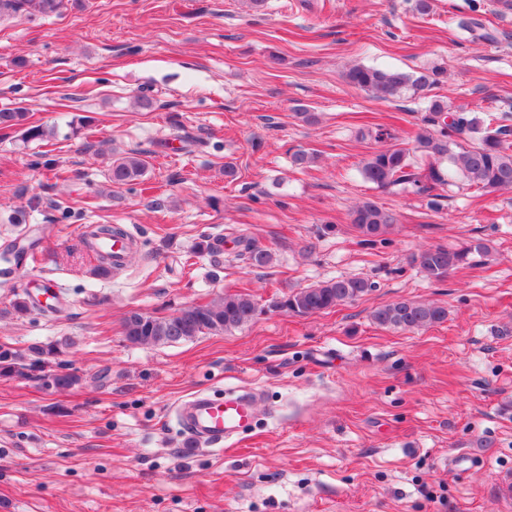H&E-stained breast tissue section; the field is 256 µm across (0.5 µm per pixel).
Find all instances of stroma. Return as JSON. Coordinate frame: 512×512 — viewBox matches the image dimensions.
Instances as JSON below:
<instances>
[{
  "mask_svg": "<svg viewBox=\"0 0 512 512\" xmlns=\"http://www.w3.org/2000/svg\"><path fill=\"white\" fill-rule=\"evenodd\" d=\"M431 5L422 16L410 0H67L58 15L0 20V108L62 130L92 120L69 140L0 137V249L37 240L25 281L66 290L57 312L20 318L13 283H0V345L69 337L60 359L80 378L59 393L0 378V512H512L495 491L512 472V192L447 187L435 212L358 171L381 147L377 128L413 146L429 98L512 118V8ZM473 13L488 38L458 26ZM352 64L446 74L381 102L346 83ZM143 90L156 110L136 107ZM107 149L145 156V175L111 186ZM299 149L311 167L292 166ZM34 195L42 205L27 210ZM367 200L398 219L372 245L351 223ZM91 224L137 243L112 278L91 273ZM205 236L223 239L220 262L195 254ZM244 238L271 265L251 267ZM477 241L488 254L443 282L413 261ZM351 276L372 284L353 303L306 317L273 306ZM237 291L262 309L250 325L173 346L121 333L127 311L167 316ZM400 300L448 318L415 331L372 322ZM250 387L260 419L223 450L191 443L173 415L190 394Z\"/></svg>",
  "mask_w": 512,
  "mask_h": 512,
  "instance_id": "stroma-1",
  "label": "stroma"
}]
</instances>
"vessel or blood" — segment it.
I'll use <instances>...</instances> for the list:
<instances>
[{
    "instance_id": "b4317fda",
    "label": "vessel or blood",
    "mask_w": 512,
    "mask_h": 512,
    "mask_svg": "<svg viewBox=\"0 0 512 512\" xmlns=\"http://www.w3.org/2000/svg\"><path fill=\"white\" fill-rule=\"evenodd\" d=\"M256 398L253 390L221 397L197 392L178 403L174 412L189 439L220 446L253 426L258 417Z\"/></svg>"
}]
</instances>
